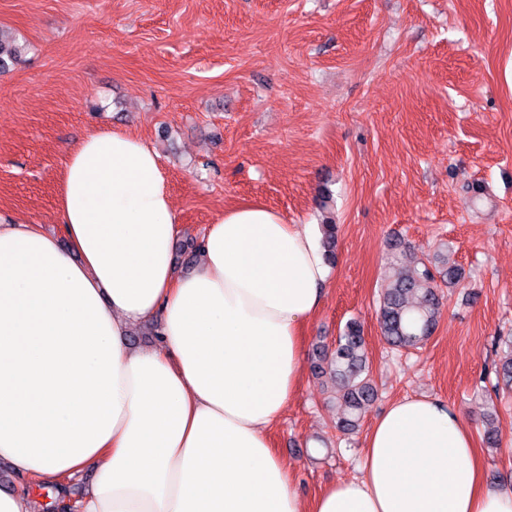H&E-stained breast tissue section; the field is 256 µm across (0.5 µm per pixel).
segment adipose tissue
I'll return each mask as SVG.
<instances>
[{"mask_svg": "<svg viewBox=\"0 0 512 512\" xmlns=\"http://www.w3.org/2000/svg\"><path fill=\"white\" fill-rule=\"evenodd\" d=\"M58 216L61 239L0 225V462L14 473L92 470L81 512H512L469 423L430 395L392 402L360 476L304 503L268 432L330 283L311 225L236 206L176 274L158 156L125 131L66 149ZM149 321L157 345L131 346Z\"/></svg>", "mask_w": 512, "mask_h": 512, "instance_id": "1", "label": "adipose tissue"}]
</instances>
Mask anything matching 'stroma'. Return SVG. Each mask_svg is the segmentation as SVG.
Masks as SVG:
<instances>
[{
  "label": "stroma",
  "instance_id": "stroma-1",
  "mask_svg": "<svg viewBox=\"0 0 512 512\" xmlns=\"http://www.w3.org/2000/svg\"><path fill=\"white\" fill-rule=\"evenodd\" d=\"M1 28L29 52L0 75V218L60 233L64 150L110 129L159 156L177 273L232 205L293 224L332 212L330 286L305 327L300 390L270 433L303 500L358 476L373 422L426 394L470 422L486 482L512 483V393L475 389L512 332V0H0ZM396 238L462 272L434 335L402 353L376 319ZM352 318L378 398L347 446L312 360ZM489 423L501 447L485 444ZM92 478L13 487L41 505L79 499Z\"/></svg>",
  "mask_w": 512,
  "mask_h": 512
}]
</instances>
